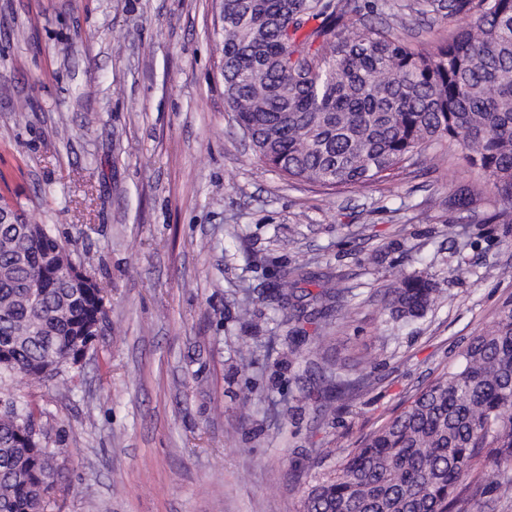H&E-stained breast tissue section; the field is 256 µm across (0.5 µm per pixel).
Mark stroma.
<instances>
[{"instance_id": "stroma-1", "label": "stroma", "mask_w": 512, "mask_h": 512, "mask_svg": "<svg viewBox=\"0 0 512 512\" xmlns=\"http://www.w3.org/2000/svg\"><path fill=\"white\" fill-rule=\"evenodd\" d=\"M332 3L368 25L401 13L418 48L472 23L415 0ZM223 25L219 0H0V207L68 240L108 293L80 366L0 383L51 427L47 512H300L315 449L357 447L512 304V223L491 221L496 190L456 146L356 192L257 163L225 106ZM286 270L313 275L298 296L321 273L347 289L297 359L270 300ZM402 270L438 298L396 324ZM353 364L365 385L320 411L322 368Z\"/></svg>"}]
</instances>
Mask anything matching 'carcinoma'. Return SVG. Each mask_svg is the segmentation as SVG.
I'll use <instances>...</instances> for the list:
<instances>
[{"mask_svg":"<svg viewBox=\"0 0 512 512\" xmlns=\"http://www.w3.org/2000/svg\"><path fill=\"white\" fill-rule=\"evenodd\" d=\"M224 92L258 162L326 190L363 189L443 142L492 181L512 223V0H449L474 11L470 28L429 48L394 30H362L329 0H222ZM318 22L311 28L309 23ZM68 243L44 224L0 221V379L40 386L99 323L105 288L72 277ZM345 288L312 310L275 296L279 324L322 317ZM437 289L403 272L385 307L394 321L424 316ZM332 398L364 386L326 370ZM0 409V512H44L58 483L42 412ZM492 488L512 501V305L459 352L456 367L309 484L302 512H481Z\"/></svg>","mask_w":512,"mask_h":512,"instance_id":"carcinoma-1","label":"carcinoma"}]
</instances>
